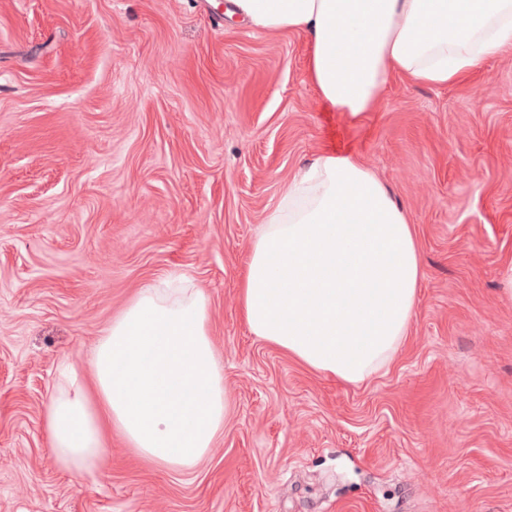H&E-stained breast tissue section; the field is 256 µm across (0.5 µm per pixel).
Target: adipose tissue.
<instances>
[{"instance_id":"1","label":"adipose tissue","mask_w":512,"mask_h":512,"mask_svg":"<svg viewBox=\"0 0 512 512\" xmlns=\"http://www.w3.org/2000/svg\"><path fill=\"white\" fill-rule=\"evenodd\" d=\"M267 32L298 31L329 109L361 121L394 77L452 85L512 50V0H234ZM423 278L414 225L353 153L323 149L280 188L254 239L240 305L249 331L308 369L360 383L403 345ZM197 288H141L103 330L91 376L64 366L42 417L58 466L91 474L118 433L142 460L193 473L230 401Z\"/></svg>"}]
</instances>
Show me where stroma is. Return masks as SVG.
<instances>
[{"mask_svg":"<svg viewBox=\"0 0 512 512\" xmlns=\"http://www.w3.org/2000/svg\"><path fill=\"white\" fill-rule=\"evenodd\" d=\"M230 0H0V512H512V50L451 87L323 111L298 32ZM348 145L408 209L424 278L390 364L351 384L248 330L239 291L279 188ZM192 279L224 434L189 477L116 435L99 471L42 427L145 285Z\"/></svg>","mask_w":512,"mask_h":512,"instance_id":"1","label":"stroma"}]
</instances>
